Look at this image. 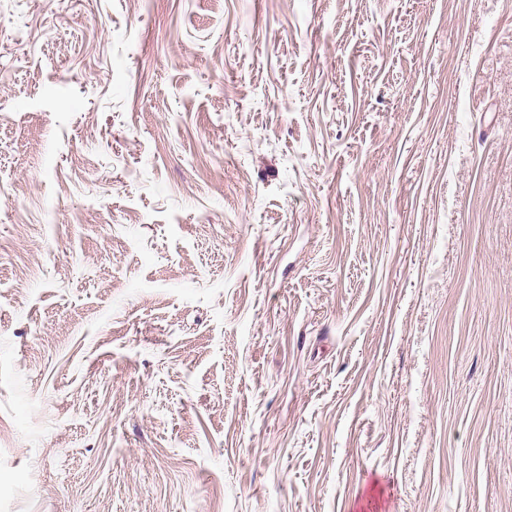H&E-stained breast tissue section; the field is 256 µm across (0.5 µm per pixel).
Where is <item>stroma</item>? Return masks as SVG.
I'll list each match as a JSON object with an SVG mask.
<instances>
[{"mask_svg":"<svg viewBox=\"0 0 512 512\" xmlns=\"http://www.w3.org/2000/svg\"><path fill=\"white\" fill-rule=\"evenodd\" d=\"M0 512H512V0H0Z\"/></svg>","mask_w":512,"mask_h":512,"instance_id":"obj_1","label":"stroma"}]
</instances>
